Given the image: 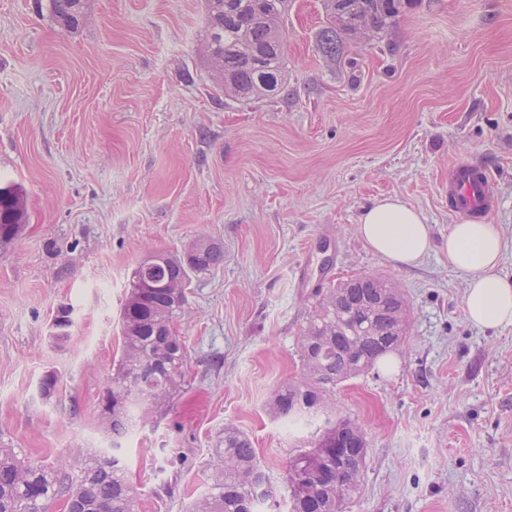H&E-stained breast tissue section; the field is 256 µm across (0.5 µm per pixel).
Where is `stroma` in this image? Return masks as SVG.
<instances>
[{"label": "stroma", "instance_id": "35a3bbf8", "mask_svg": "<svg viewBox=\"0 0 512 512\" xmlns=\"http://www.w3.org/2000/svg\"><path fill=\"white\" fill-rule=\"evenodd\" d=\"M325 21L323 0H290L288 95L247 101L207 61L205 0H89L71 30L49 0H0V180L25 189L28 210L0 249V445L48 466L117 451L136 512H189L230 426L282 489L265 512H288L289 461L316 426L266 401L301 373L317 288L378 274L407 300L408 335L336 387L337 413L368 440L350 512H512V327L469 322L468 276L445 246L453 168L480 162L497 196L482 221L498 225L512 277V0H419L333 58L317 45ZM388 196L431 227L415 266L357 233ZM200 238L224 261L192 274L173 320L182 385L113 439L98 406L131 275ZM312 241L320 270L304 286ZM63 305L74 325L59 342Z\"/></svg>", "mask_w": 512, "mask_h": 512}]
</instances>
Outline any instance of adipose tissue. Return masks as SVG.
<instances>
[{
  "label": "adipose tissue",
  "instance_id": "adipose-tissue-1",
  "mask_svg": "<svg viewBox=\"0 0 512 512\" xmlns=\"http://www.w3.org/2000/svg\"><path fill=\"white\" fill-rule=\"evenodd\" d=\"M358 233L375 253L399 266L415 265L431 246L429 225L397 197L373 203L364 212ZM505 248L494 224L465 222L452 225L448 232V262L469 276L465 305L474 325L512 326V279L498 272Z\"/></svg>",
  "mask_w": 512,
  "mask_h": 512
}]
</instances>
